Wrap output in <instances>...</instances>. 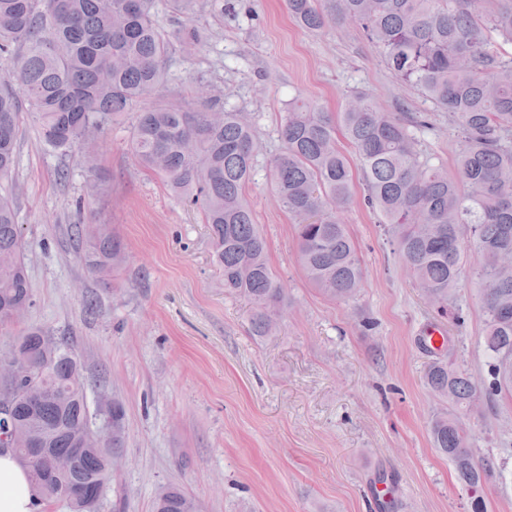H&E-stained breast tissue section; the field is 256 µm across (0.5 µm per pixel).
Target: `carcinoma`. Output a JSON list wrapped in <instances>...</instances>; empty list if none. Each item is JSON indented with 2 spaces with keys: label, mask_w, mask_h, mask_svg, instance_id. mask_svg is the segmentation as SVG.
<instances>
[{
  "label": "carcinoma",
  "mask_w": 512,
  "mask_h": 512,
  "mask_svg": "<svg viewBox=\"0 0 512 512\" xmlns=\"http://www.w3.org/2000/svg\"><path fill=\"white\" fill-rule=\"evenodd\" d=\"M200 0H166L186 19L166 35L155 0H0V57L13 81L0 84V180L16 166L23 114L34 118L41 142L66 153L93 133L132 116L130 148L144 169L165 179L203 211L224 288L252 304V333L276 330L288 294L272 271L267 243L245 198L258 141L254 125L236 111L211 120V110L156 105L165 83L164 60L173 47L198 48ZM303 28L330 21L353 24L381 52L394 75L448 112L461 136L454 173L424 158L409 125L354 92L332 113L297 98L280 126L281 148L269 160L273 193L294 220L298 261L309 281L338 300L353 298L362 268L342 220L353 202L352 169L337 145L342 133L364 174L365 202L378 211L389 242L433 303L463 321L456 290L466 277L479 285L483 348L491 381L478 386L464 371L436 359L429 388L448 401L430 423L434 448L448 457L460 483L487 484L502 470L493 457L477 458L462 421L473 400L512 398V58L493 39L512 43V0H286ZM24 242L12 197L0 194V325L10 309L34 303ZM123 259L121 243L102 229L91 243L89 272L103 278ZM21 359L39 365V407L16 409L0 445L12 448L40 498L61 500L42 488L27 460L28 439L41 437L58 456L80 447L92 423L87 383L78 354L43 328L16 342ZM111 447L84 448L75 479L92 486L110 476ZM154 512H199L175 486L163 488Z\"/></svg>",
  "instance_id": "1"
}]
</instances>
